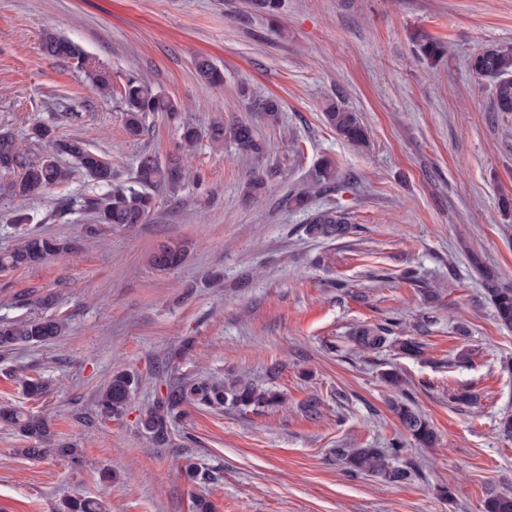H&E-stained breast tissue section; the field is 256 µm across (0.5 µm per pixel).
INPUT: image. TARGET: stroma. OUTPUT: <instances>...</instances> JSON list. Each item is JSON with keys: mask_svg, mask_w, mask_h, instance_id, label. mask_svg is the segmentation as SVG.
Masks as SVG:
<instances>
[{"mask_svg": "<svg viewBox=\"0 0 512 512\" xmlns=\"http://www.w3.org/2000/svg\"><path fill=\"white\" fill-rule=\"evenodd\" d=\"M48 28L110 73V97L75 61L44 53ZM425 37L448 47L436 64L418 57ZM494 43L512 44V0H281L273 20L250 0H0V129L27 149L30 125L46 122L91 144L122 182L145 152L182 156L193 174L159 192L146 223L103 224L91 238L83 200L98 188L71 159L61 160L68 182L24 200L0 176V252L23 230L77 245L38 267L0 269V318L69 322L56 341L0 351V404L49 414L82 459L18 456L26 440L0 424V512H55L74 496L109 512H193L198 495L216 512H483L489 492H512V438L499 431L512 414V373L501 368L512 329L497 323L469 262L477 254L512 286V214L499 207L512 196V112L495 111L489 82L469 67ZM200 55L223 69L222 85L198 79ZM131 74L176 99L179 118L151 115L143 135L129 136L120 89ZM267 97L280 103L277 120L250 107ZM330 99L359 114L367 148L325 124ZM236 118L265 140L259 162L205 142L182 153L183 124ZM324 157L349 178L311 205L350 214L351 233L335 241L310 238L307 213L282 203ZM255 168L269 177L248 198ZM20 208L30 216L21 228L11 222ZM169 241L188 253L161 273L148 256ZM46 295L54 303L44 308ZM385 322L422 342L423 355L355 350L350 327ZM31 367L52 382L44 398H27L14 378ZM390 368L436 431L435 447H416L390 411L380 377ZM170 370L243 376L285 403L190 410L158 448L139 416ZM118 371L137 377L136 393L122 418L104 419L97 396ZM463 391L477 404L457 405ZM313 395L315 420L303 410ZM394 443L412 471L394 487L346 473L334 455ZM181 456L215 481H187Z\"/></svg>", "mask_w": 512, "mask_h": 512, "instance_id": "35a3bbf8", "label": "stroma"}]
</instances>
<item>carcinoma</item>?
<instances>
[{
	"instance_id": "1",
	"label": "carcinoma",
	"mask_w": 512,
	"mask_h": 512,
	"mask_svg": "<svg viewBox=\"0 0 512 512\" xmlns=\"http://www.w3.org/2000/svg\"><path fill=\"white\" fill-rule=\"evenodd\" d=\"M42 47L49 56L75 60L97 93L103 96L112 93L109 72L92 60L77 42L48 29L43 35ZM419 52L422 59L432 62L442 57L447 49L440 41L423 39L419 43ZM469 65L474 73L492 83L494 108L499 112H512V46H486L470 57ZM194 67L203 82L224 83V71L208 56H198ZM122 99L123 124L133 137L143 133L146 118L151 113L161 112L173 119L179 117L178 101L154 90L142 78L130 76L125 80ZM323 115L327 126L343 141L357 148L367 146V129L356 113L332 100L326 104ZM28 136L32 142L45 145V150H23L10 132L0 131V172L15 175L11 191L27 198L67 181L70 173L59 164L58 157L74 158L84 174L103 189L102 193L87 198L84 204L96 219V223L86 227L90 236L97 234L99 224L126 230L146 223L157 207L155 190L174 191L187 178L180 159L171 158L162 163L156 155L144 153L138 161L135 184H119L112 165L82 140L55 138L51 128L41 122L31 125ZM203 138L214 147L233 145L239 152L255 158L265 152L264 142L247 120L229 124L216 121L203 131L190 124L183 126L182 139L186 149H193ZM344 186L345 177L339 173L335 162L323 158L316 163L305 185L288 193L282 202L288 208L305 210L312 195ZM351 229L348 218L332 209L321 212L305 225L306 234L313 238L336 239L350 233ZM70 250L72 245L65 240L26 233L15 248L0 255V269L35 266ZM185 252L181 243L163 244L152 253L150 264L160 272L173 270L182 264ZM482 284L493 305L496 321L512 327V288L501 285L498 276L485 266L482 267ZM66 330L67 322L61 318L27 317L0 321V350L8 351L20 344L46 343L64 335ZM392 333L390 323H367L355 328L349 340L364 352H373L389 344L397 354L406 358H418L423 354L422 342L411 336L393 338ZM137 383L130 373L113 374L97 400L100 414L105 418L123 417ZM20 385L25 395L33 399L41 398L49 391L48 383L39 376L24 375ZM164 386L166 393L158 397L140 419L142 430L158 447L168 444L171 424L185 415L188 407L221 410L230 405L240 410L258 411L278 405L281 399L278 392L252 382H218L201 376L169 379ZM391 410L417 445L430 447L435 443V430L415 409L408 395L393 403ZM0 421L13 427L21 437L35 442L33 447L17 449L20 455L27 458L55 456L66 458L73 464L80 462V449L56 441L50 429L51 422L46 417L6 404L0 406ZM400 452L396 445L390 448H338L336 460L352 475H371L385 484L397 485L411 476V470L397 462ZM56 512H105V507L93 499L70 497L61 500ZM484 512H512V493L489 494L484 502Z\"/></svg>"
}]
</instances>
